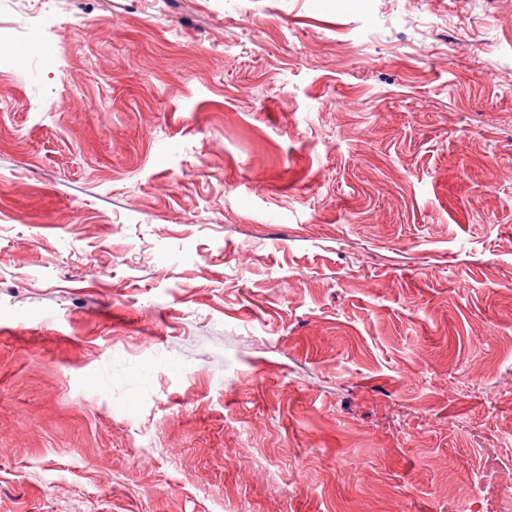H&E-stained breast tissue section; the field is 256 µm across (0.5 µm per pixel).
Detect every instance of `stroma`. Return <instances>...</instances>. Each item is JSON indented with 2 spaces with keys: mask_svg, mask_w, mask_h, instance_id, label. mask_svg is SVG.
I'll use <instances>...</instances> for the list:
<instances>
[{
  "mask_svg": "<svg viewBox=\"0 0 512 512\" xmlns=\"http://www.w3.org/2000/svg\"><path fill=\"white\" fill-rule=\"evenodd\" d=\"M31 0L0 70V512H512V0Z\"/></svg>",
  "mask_w": 512,
  "mask_h": 512,
  "instance_id": "obj_1",
  "label": "stroma"
}]
</instances>
